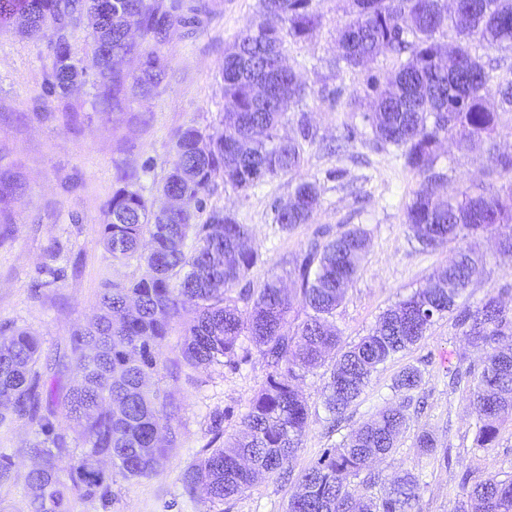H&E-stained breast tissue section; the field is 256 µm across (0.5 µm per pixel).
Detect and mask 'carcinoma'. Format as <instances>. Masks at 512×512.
Segmentation results:
<instances>
[{"mask_svg": "<svg viewBox=\"0 0 512 512\" xmlns=\"http://www.w3.org/2000/svg\"><path fill=\"white\" fill-rule=\"evenodd\" d=\"M314 0H260L232 52L224 57V131L210 134L187 127L176 134L175 158L159 190L186 194L203 209L204 197L223 182L245 191L267 178L302 166L317 131L301 120L293 138L278 136L287 107L300 104L306 87L283 64L284 35L307 37L320 23ZM139 18L141 40L122 38L126 16ZM186 22L182 0H0V27L24 37H42L53 51V86L65 94L86 70L70 51L67 33L87 28L92 46L107 58L100 72L96 107L119 109L126 76L119 60L136 51L147 65L134 83L142 95L164 76L153 47L170 29ZM446 36L449 41H441ZM338 61L356 71L385 49L400 58L384 81L372 80L371 111L364 113L373 142L400 151L404 165L420 177L404 212V223L424 249L463 241L497 224L512 223V179L498 190L441 200L434 185L441 144L467 149L488 141L500 172L512 176V146L495 141L500 115L512 112V79L495 75L477 48L512 50V0H352L348 18L337 27ZM136 173L119 168L116 188L105 205L102 241L117 262L135 260L147 274L104 289L98 312L70 338V353L80 374L61 411L52 393L42 404L41 342L36 333L0 331V423L27 419L38 436L26 452L38 465L26 475V512H72L73 505L111 493L112 474L98 467L109 459L126 478H148L165 469L175 442L168 411L169 393L148 380L164 371L178 378L179 363L162 361L159 351L182 314H192L181 357L193 367L222 365L236 370L246 359V336L267 367L260 389L242 417L243 435L205 453L183 474L188 495L198 487L210 502L230 500L258 481L286 472L309 424V409L298 383L333 358L324 392L330 419L338 421L361 395L379 366L423 340L434 318L457 307L481 265L461 248L447 267L434 271L430 284L386 310L377 325L356 343L340 345L330 324L345 289L364 259L368 233L361 227L314 242L294 268V287L271 280L260 288L240 286L258 260L248 245L251 231L234 216L211 210L204 223L192 213L161 214L139 190ZM321 202L315 181L302 180L289 204L275 208L285 230L309 223ZM194 237L193 249L185 242ZM244 303L246 310L239 308ZM306 318L294 326L297 308ZM467 342L486 350L481 370L456 368L452 384L468 387L476 418L477 444L494 447L500 423L512 415V349L496 343L512 339V311L496 296L456 316ZM422 384L416 367L404 368L394 389L411 393ZM46 413H41V410ZM62 417L77 435L82 451L68 448L56 429ZM402 405L391 406L352 429L339 446L326 448L301 476V490L288 512H420L419 485L409 471L389 480L371 465L386 459L407 426ZM380 484L376 496L362 494L351 480ZM456 512H512V476L489 473L461 479Z\"/></svg>", "mask_w": 512, "mask_h": 512, "instance_id": "cac0c4a2", "label": "carcinoma"}]
</instances>
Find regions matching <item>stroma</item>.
<instances>
[{
  "instance_id": "obj_1",
  "label": "stroma",
  "mask_w": 512,
  "mask_h": 512,
  "mask_svg": "<svg viewBox=\"0 0 512 512\" xmlns=\"http://www.w3.org/2000/svg\"><path fill=\"white\" fill-rule=\"evenodd\" d=\"M205 4L195 26L172 29L155 49L166 77L145 98L129 96L122 109L103 118L94 108L93 88L101 69L92 56L85 29L68 37L88 75L68 95L48 92L52 56L45 41L0 30V173L13 176L20 189L0 211V330L27 328L41 338L45 356L63 354L72 332L97 308L109 284L143 274L137 263L113 261L100 240L104 204L115 186L117 168L136 171L138 188L155 207L165 204L158 187L170 167L177 130L195 126L222 129L223 65L247 21L260 10L259 0H184ZM321 25L304 40H287L286 63L308 88L298 111L288 114L280 136L297 133L298 116L335 146L329 154L308 148L301 168L238 191L220 185L207 197V209H221L249 225L259 260L246 282L260 287L271 279L291 285L295 261L317 231L336 234L360 226L369 248L357 278L337 307L333 322L343 343L357 342L380 314L416 289L429 275L447 266L459 249L450 242L422 251L410 241L404 211L420 178L396 160L393 149L371 141L364 108L354 96L365 93L369 77L384 78L399 64L384 52L357 71L337 63L336 28L351 7L350 0H316ZM359 135L346 140L347 128ZM443 174L438 191L448 196L499 189L511 181L499 175L488 144L470 149L447 142L436 165ZM303 179L317 182L321 205L311 223L283 230L274 221V207L290 198ZM512 237V223L469 238L467 245L482 259L483 271L469 284L465 298L478 306L491 296L512 309V257L499 250ZM482 353L469 346L456 316L436 317L424 340L374 373L368 387L338 425H331L323 393L328 368L307 374L300 390L310 409L309 427L290 463L288 476L260 480L242 496L225 501L222 512H287L298 477L323 449L338 446L352 428L382 408L405 404L409 425L387 462L383 476L411 471L419 480L421 512H455L463 473L476 477L493 472L512 475V417L500 426L495 447L475 443L476 427L461 390L449 384L448 366H480ZM408 366L423 375L411 396L395 391V377ZM267 370L257 349L232 371L222 366L185 367L178 380L163 378L176 413V442L164 472L150 478L112 475L110 499L77 502L74 512H206L204 493L188 496L184 471L201 457L214 438L213 420L221 418L224 437L241 428L249 401ZM37 426L27 420L0 424V455L13 461L10 481L0 484V512H22L25 476L36 459L26 453ZM432 434L438 451L451 455L450 465L423 454L416 445L421 432Z\"/></svg>"
}]
</instances>
